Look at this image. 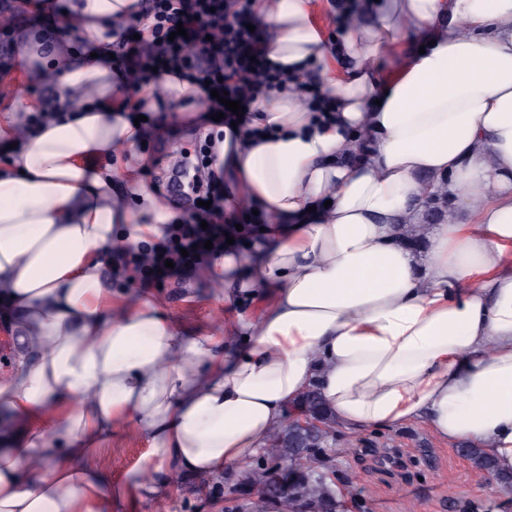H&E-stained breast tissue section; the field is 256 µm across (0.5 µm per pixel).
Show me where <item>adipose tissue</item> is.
<instances>
[{"label":"adipose tissue","mask_w":512,"mask_h":512,"mask_svg":"<svg viewBox=\"0 0 512 512\" xmlns=\"http://www.w3.org/2000/svg\"><path fill=\"white\" fill-rule=\"evenodd\" d=\"M134 2L56 0L59 41L26 32L21 54L28 80L56 74L53 98L0 114V315L17 341L0 512H112L171 473L222 475L312 389L345 427L421 421L512 473V0H358L332 47L312 0H261L269 60L322 63L336 110L323 122L293 87L260 104L267 138L218 144L230 203L276 218L248 275L230 249L210 263L225 305L266 302L220 342L105 285L114 256L174 218L112 164L139 139L110 59ZM406 32L425 50L402 51ZM384 52L400 63L381 75ZM427 187L453 205L417 248ZM123 423L150 448L144 476L116 486L97 454Z\"/></svg>","instance_id":"ef3b65f1"}]
</instances>
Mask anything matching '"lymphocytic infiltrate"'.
<instances>
[{"label": "lymphocytic infiltrate", "instance_id": "f902f5d3", "mask_svg": "<svg viewBox=\"0 0 512 512\" xmlns=\"http://www.w3.org/2000/svg\"><path fill=\"white\" fill-rule=\"evenodd\" d=\"M184 35H177V27ZM270 36L258 26L254 0H140L130 22L113 43L114 70L127 80L125 105L129 112L142 110L140 93L172 75L194 88V97L207 114H220L221 125H235L244 137L258 139L269 133L266 125L254 124L252 115L259 99L267 98L287 84L306 90V103L315 112L329 114L335 104L320 96L310 72L288 75L267 58ZM228 92L240 102L242 117H235L214 98V91ZM206 152L202 167L205 184L199 189V203L179 216L176 223L163 225L158 242L128 250L121 267L132 268L143 285L159 280L166 261L175 271L208 267L213 254L222 252L227 238L244 239L254 224L266 223L265 214L251 208L224 206V170L215 167L211 133L202 136ZM212 248H205V241Z\"/></svg>", "mask_w": 512, "mask_h": 512}]
</instances>
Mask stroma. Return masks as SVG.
I'll list each match as a JSON object with an SVG mask.
<instances>
[{"label":"stroma","mask_w":512,"mask_h":512,"mask_svg":"<svg viewBox=\"0 0 512 512\" xmlns=\"http://www.w3.org/2000/svg\"><path fill=\"white\" fill-rule=\"evenodd\" d=\"M56 79L48 75L30 82L22 68L0 80V113L21 97L49 100ZM193 123H170L163 136L145 138L131 161L147 186L166 184L177 157L168 147L193 148ZM106 284L126 292L130 299L149 296L161 312L187 334L220 336L224 333V286L203 270L181 278H168L151 286L138 279L107 275ZM149 445L132 425L115 428L111 442L98 455V465L114 483L125 482L138 469ZM325 462L344 512H482L483 500L496 495L492 475L477 470L457 445L440 441L424 423L394 430H339ZM258 459L226 471L224 476L174 473L165 497L123 504L113 512H242L246 497L229 492L244 471Z\"/></svg>","instance_id":"obj_1"}]
</instances>
